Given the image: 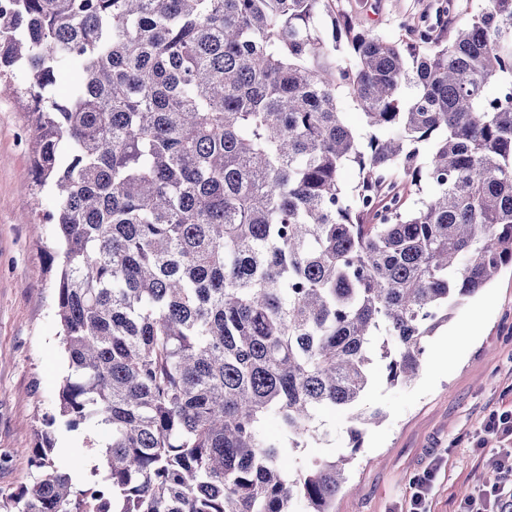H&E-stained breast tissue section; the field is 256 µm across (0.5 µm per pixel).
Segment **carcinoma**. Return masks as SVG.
Listing matches in <instances>:
<instances>
[{"instance_id":"cac0c4a2","label":"carcinoma","mask_w":512,"mask_h":512,"mask_svg":"<svg viewBox=\"0 0 512 512\" xmlns=\"http://www.w3.org/2000/svg\"><path fill=\"white\" fill-rule=\"evenodd\" d=\"M452 7L390 40L342 0H0L72 369L0 512H335L353 456H291L318 413L357 451L374 358L410 383L512 265V0L447 38ZM59 419L108 430L83 488Z\"/></svg>"}]
</instances>
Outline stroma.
<instances>
[{"label": "stroma", "mask_w": 512, "mask_h": 512, "mask_svg": "<svg viewBox=\"0 0 512 512\" xmlns=\"http://www.w3.org/2000/svg\"><path fill=\"white\" fill-rule=\"evenodd\" d=\"M362 27L388 38L404 36L414 16L434 10L437 0H344ZM26 96L0 97V490L33 479L28 448L54 414L63 380L70 374L56 315V269L44 251L57 241L52 224H33L32 207L56 206L52 190H36L26 133ZM481 322L458 359L446 366L424 358L416 379L389 385L385 363L374 360L372 382L360 404L380 410L382 424L351 450L349 414L325 409L321 437L296 449L307 462L353 454L349 487L336 498V512H407L415 475L434 467L430 512H458L465 493L485 484V465L500 442L485 433L495 410H512V268L503 269L483 294L452 309L447 324L429 340L437 345L466 324ZM54 446L74 484L90 477L100 457H89L105 436L95 423L68 429L57 423Z\"/></svg>", "instance_id": "35a3bbf8"}]
</instances>
